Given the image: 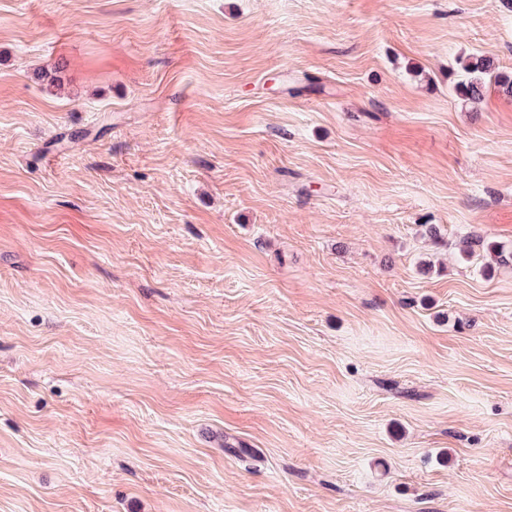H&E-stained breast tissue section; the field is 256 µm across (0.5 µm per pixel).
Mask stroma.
I'll list each match as a JSON object with an SVG mask.
<instances>
[{"instance_id": "35a3bbf8", "label": "stroma", "mask_w": 512, "mask_h": 512, "mask_svg": "<svg viewBox=\"0 0 512 512\" xmlns=\"http://www.w3.org/2000/svg\"><path fill=\"white\" fill-rule=\"evenodd\" d=\"M480 56L506 0H0V512H512ZM469 74L465 81L458 82L455 90L465 100L478 102L484 97L488 83L497 85L503 93L512 96V75L496 71L493 63L486 58L478 57L474 62L466 66ZM489 80V82H487Z\"/></svg>"}]
</instances>
